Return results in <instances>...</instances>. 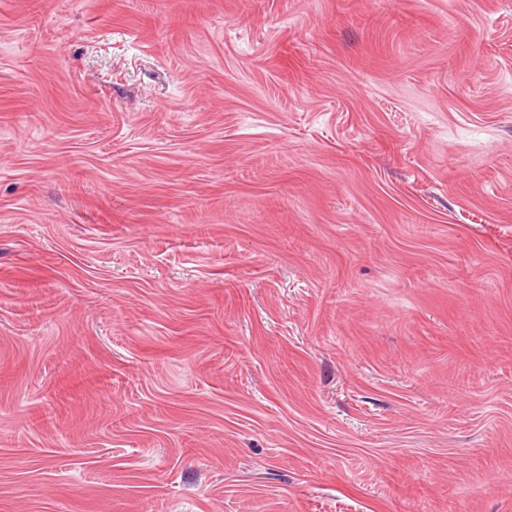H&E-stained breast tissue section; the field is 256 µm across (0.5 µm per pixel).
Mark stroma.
Segmentation results:
<instances>
[{"instance_id":"35a3bbf8","label":"stroma","mask_w":512,"mask_h":512,"mask_svg":"<svg viewBox=\"0 0 512 512\" xmlns=\"http://www.w3.org/2000/svg\"><path fill=\"white\" fill-rule=\"evenodd\" d=\"M0 512H512V0H0Z\"/></svg>"}]
</instances>
